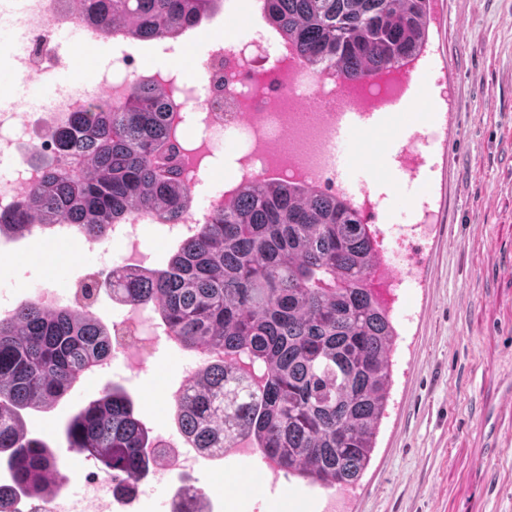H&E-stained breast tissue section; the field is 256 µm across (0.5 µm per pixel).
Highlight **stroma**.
Segmentation results:
<instances>
[{
    "instance_id": "obj_1",
    "label": "stroma",
    "mask_w": 512,
    "mask_h": 512,
    "mask_svg": "<svg viewBox=\"0 0 512 512\" xmlns=\"http://www.w3.org/2000/svg\"><path fill=\"white\" fill-rule=\"evenodd\" d=\"M244 0H221L199 27L178 38L199 60L207 34L265 36L262 14L243 13ZM108 49L67 54L60 68L38 73L28 97L48 102L76 67L104 70ZM439 94L437 112L415 113L443 126L438 169L422 188L434 219L418 230L416 204H387L383 253L390 268L415 264L412 287L393 306L398 338L388 415L370 468L354 493L312 488L297 479L272 480L258 458L229 455L200 461L191 483L208 512H325L343 501L346 512H512V0H433L427 48L417 61ZM31 241L10 240L0 290L19 301L45 287L66 291L88 273H107L109 249L61 245L53 263L32 258ZM194 353L159 345L138 370L115 362L106 374H85L46 411L26 410L28 431L54 448L66 477L84 465L69 450L66 421L105 386L122 388L148 428L178 434L170 388L182 385Z\"/></svg>"
}]
</instances>
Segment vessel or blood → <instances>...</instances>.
<instances>
[{"mask_svg":"<svg viewBox=\"0 0 512 512\" xmlns=\"http://www.w3.org/2000/svg\"><path fill=\"white\" fill-rule=\"evenodd\" d=\"M335 96L315 88L298 95L297 123L319 129L324 138L326 165L338 173L376 155L357 191L363 199L364 223L378 224L375 187L384 180L417 178L425 173L432 145L428 136L412 130L408 112L433 107L435 94L414 66L381 67L357 80H336Z\"/></svg>","mask_w":512,"mask_h":512,"instance_id":"b4317fda","label":"vessel or blood"}]
</instances>
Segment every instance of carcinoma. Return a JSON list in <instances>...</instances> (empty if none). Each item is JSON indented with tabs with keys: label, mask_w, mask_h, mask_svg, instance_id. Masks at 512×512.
<instances>
[{
	"label": "carcinoma",
	"mask_w": 512,
	"mask_h": 512,
	"mask_svg": "<svg viewBox=\"0 0 512 512\" xmlns=\"http://www.w3.org/2000/svg\"><path fill=\"white\" fill-rule=\"evenodd\" d=\"M102 36L175 39L218 0H77ZM262 13L313 73L355 78L414 62L426 44L431 0H261ZM171 103L150 79L113 109L96 101L50 132L55 150L82 157L70 173L49 162L0 237L75 224L105 239L109 226L148 214L172 223L192 191L166 151ZM383 273L377 229L359 206L315 182L242 183L164 266H117L81 283L86 303L27 301L0 318V459L29 498L55 452L28 434L21 411L47 409L112 358L109 329L86 308L104 283L112 301L152 306L179 347L210 353L173 398L184 443L210 456L239 444L312 487L356 489L370 465L392 384L398 333L392 308L369 287ZM67 448L112 482L136 484L166 456L130 396L106 387L66 423Z\"/></svg>",
	"instance_id": "obj_1"
}]
</instances>
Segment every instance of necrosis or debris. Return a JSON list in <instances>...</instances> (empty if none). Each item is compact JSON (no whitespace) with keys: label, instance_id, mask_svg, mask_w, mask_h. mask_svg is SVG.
Returning <instances> with one entry per match:
<instances>
[{"label":"necrosis or debris","instance_id":"necrosis-or-debris-1","mask_svg":"<svg viewBox=\"0 0 512 512\" xmlns=\"http://www.w3.org/2000/svg\"><path fill=\"white\" fill-rule=\"evenodd\" d=\"M18 27L23 46L11 57L12 68L20 74L60 65L53 44L55 30L81 26L82 20L72 8V0H0V22ZM281 50L275 43L241 38L231 45L211 42L201 57L192 80L172 72L152 69L148 76L169 96L172 103L173 136L168 148L174 154L182 179L196 193L204 194V204L187 210L174 224L158 225L162 239L178 242L190 238L198 225L207 223L212 213L224 205V186L214 177L224 168L219 149L225 132L238 133L247 145L250 166L234 170L233 182L261 178L275 168L279 179L288 177V160L308 159L318 135L314 129H299L294 124L296 101L288 95L289 81L309 89L312 76L304 67L294 75L279 72ZM117 66L97 76L98 85L110 92L109 103L118 106L125 98L131 78L137 75L134 55L120 42L112 44ZM91 102V93L70 85L57 88L54 103L42 112L18 111L0 106V161L9 160L11 170L0 179V214L12 213L19 199L38 181L42 167L32 161L33 150L53 155L47 139L38 137L39 127L55 129L67 124L76 112ZM252 111L254 121L243 122L241 114ZM150 224L139 216L112 225L109 238L120 243L118 265L133 267L148 264L151 255L144 238ZM161 328L147 310L124 309L112 320L114 335L120 336L113 355L125 364L139 363L153 350Z\"/></svg>","mask_w":512,"mask_h":512}]
</instances>
